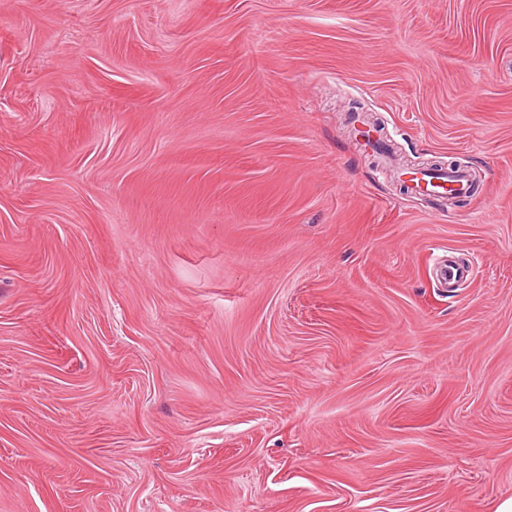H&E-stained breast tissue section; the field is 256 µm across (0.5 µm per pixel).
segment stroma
Returning <instances> with one entry per match:
<instances>
[{
    "mask_svg": "<svg viewBox=\"0 0 512 512\" xmlns=\"http://www.w3.org/2000/svg\"><path fill=\"white\" fill-rule=\"evenodd\" d=\"M508 499L512 0H0V512ZM471 175L465 169H451L440 175L430 176L422 174L420 177H412L404 183H408V189L420 194L445 196L449 190L466 195L471 191Z\"/></svg>",
    "mask_w": 512,
    "mask_h": 512,
    "instance_id": "35a3bbf8",
    "label": "stroma"
}]
</instances>
